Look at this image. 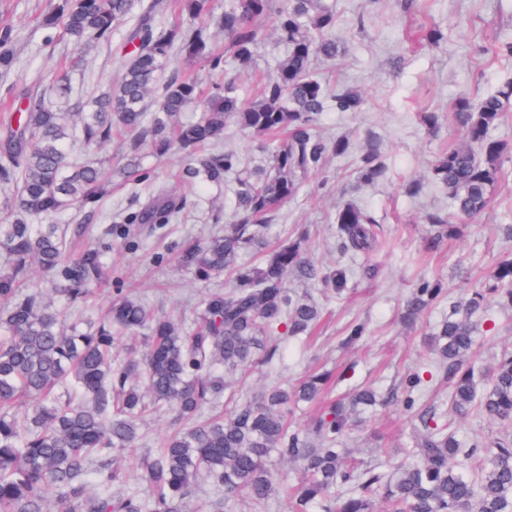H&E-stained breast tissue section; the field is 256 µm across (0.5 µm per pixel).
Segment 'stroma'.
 Wrapping results in <instances>:
<instances>
[{"label":"stroma","mask_w":512,"mask_h":512,"mask_svg":"<svg viewBox=\"0 0 512 512\" xmlns=\"http://www.w3.org/2000/svg\"><path fill=\"white\" fill-rule=\"evenodd\" d=\"M47 0H0V23L13 24L19 35L15 46L19 63L18 88H42L44 80L72 47L62 41L47 46L39 14ZM336 10V38L341 53L322 62L329 84L359 86L366 103L359 112L322 113L319 127L327 135H346L353 153L330 159L322 174L309 178L301 193L283 204L267 231L275 244L308 233L307 254L315 265L339 263L362 266L363 256L344 255L338 248L334 215L339 206L355 200L378 221L383 245L371 260L379 268L374 278H357L339 297H323L318 281L289 278L288 288L310 293L323 308L313 345L285 343L288 368L282 383L295 384L310 369L347 373L350 385L386 392L398 387L403 374L424 367L429 360L426 333L430 324L448 312L439 303L414 328H406L401 313L406 299L421 281L441 279L451 299L481 286L488 271L512 254V241L502 239L497 227L512 224V154L504 155L502 175L491 191V201L480 216L464 221L457 237L437 250L425 248L428 213L450 211L446 190L431 174L435 156L457 143L455 128L428 132L419 122L421 112H447L460 94L472 101L512 82V56L496 54L497 45L512 42V0H429L418 13L392 8L371 10L367 0H325ZM438 26L445 39L429 49L413 38L414 31ZM123 57L115 47L94 45L86 51L85 73H73L75 92L99 94L121 69ZM380 137L387 155V178L374 185L356 186L357 150L369 135ZM126 146L115 139L101 154L112 161V197L91 222V240L105 254L109 275L93 298L77 308V315L98 320L109 308L117 289H134L155 311L192 324L200 300L226 281L205 282L181 267L177 256L185 236L209 237L232 223L235 200L230 189L202 187L187 178V160L178 153L146 155L143 165L154 186H166L187 201L181 221L166 224L145 238L140 247L113 236L112 214L135 210L143 186L126 181L122 166ZM493 323H480L473 360L486 368L502 351L512 349V311L492 309ZM354 320L368 324V333L355 344H344V330ZM416 423L412 411L393 402L367 418L359 435L363 440L356 459L369 458L372 449L387 452L406 447Z\"/></svg>","instance_id":"obj_1"}]
</instances>
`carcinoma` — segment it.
<instances>
[{
  "instance_id": "obj_1",
  "label": "carcinoma",
  "mask_w": 512,
  "mask_h": 512,
  "mask_svg": "<svg viewBox=\"0 0 512 512\" xmlns=\"http://www.w3.org/2000/svg\"><path fill=\"white\" fill-rule=\"evenodd\" d=\"M175 12L181 21L165 23ZM271 23L287 47L276 72L262 80L256 97L244 100L235 68L254 64L263 45L262 26ZM45 43L65 38L76 54L48 79L46 93L16 94L13 82L16 30L0 24V512H46L48 495L62 512H183L194 486L207 483L224 512H271L288 491V471H298L291 512H512V351L495 359L488 385L471 362L477 325L490 302L512 307V256L502 258L485 287L450 303L448 318L430 337V368L409 371L385 396L358 387L334 399L305 425L288 422L290 406L315 403L329 386L328 372L304 376L288 390L278 379L286 367L275 333L308 340L322 307L291 293L287 279H317L325 294H339L355 277L338 265L320 270L293 240L262 252L252 265L240 255L263 243L267 224L294 198L307 174L322 172L327 158L341 156L346 140L317 127L328 110L358 112L362 90L326 87L315 72L319 60L338 56L335 13L320 0H56L42 18ZM224 35L217 47L213 31ZM120 39L129 57L108 89L92 98L73 95L70 72L84 66L90 43ZM417 40L434 49L444 34L431 26ZM208 69V93L189 67ZM156 111L148 113L151 106ZM192 109L199 116L183 118ZM512 112V83L478 103L461 94L448 123L464 143L442 150L432 163L448 190L453 211L428 216L426 246L452 237L458 222L481 214L512 148L492 135ZM230 122L261 138L268 164L242 166L219 148ZM126 135L123 172L142 180L145 152L172 150L189 161L186 172L208 185L234 176L236 223L224 234L187 236L179 263L203 279L229 275L232 288L210 293L190 328L155 312L132 293L112 299L107 316L81 327L62 319L56 301L82 303L105 277L102 251L76 252L67 237L79 238L84 224L55 218L79 210L89 219L112 194V169L98 160L73 159L72 142L101 147ZM387 167L381 144L360 156L357 180L374 183ZM184 198L156 189L137 211L112 226L121 237L130 225L172 224ZM341 253L368 255L382 245V229L370 211L354 202L336 210ZM447 296L440 280H426L406 300L403 320L414 325ZM144 345L141 356L114 360L122 349ZM266 373L265 389L216 413L224 394L247 369ZM448 386V408L478 414L499 425L485 439L460 440L440 406L421 401L432 386ZM401 396L417 408L410 446L398 462L350 459L351 434L364 413L380 401ZM172 412L176 430L160 447L138 454L145 418ZM135 455L141 479L151 489L142 501L114 495L126 482L123 459Z\"/></svg>"
}]
</instances>
